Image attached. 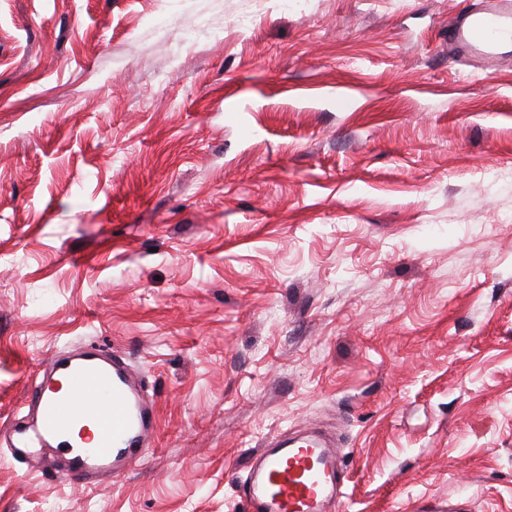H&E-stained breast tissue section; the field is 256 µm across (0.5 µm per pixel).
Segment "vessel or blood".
I'll return each instance as SVG.
<instances>
[{
	"instance_id": "obj_1",
	"label": "vessel or blood",
	"mask_w": 512,
	"mask_h": 512,
	"mask_svg": "<svg viewBox=\"0 0 512 512\" xmlns=\"http://www.w3.org/2000/svg\"><path fill=\"white\" fill-rule=\"evenodd\" d=\"M448 52L494 65L512 56V0H479L448 30ZM30 386L33 418L16 429L11 454L30 469L43 451L66 462L63 478L81 486L118 481L147 454L153 408L130 364L110 346L53 355ZM338 452L323 438L291 440L250 460L242 483L247 512H326L337 495Z\"/></svg>"
}]
</instances>
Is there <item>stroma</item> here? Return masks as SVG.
I'll return each instance as SVG.
<instances>
[{"label":"stroma","mask_w":512,"mask_h":512,"mask_svg":"<svg viewBox=\"0 0 512 512\" xmlns=\"http://www.w3.org/2000/svg\"><path fill=\"white\" fill-rule=\"evenodd\" d=\"M471 2L0 0V512H244L307 431L331 512H512V60L449 56ZM92 342L157 422L79 488L9 440Z\"/></svg>","instance_id":"stroma-1"}]
</instances>
